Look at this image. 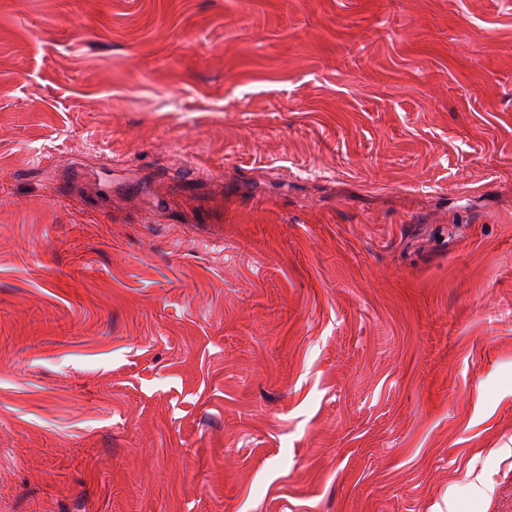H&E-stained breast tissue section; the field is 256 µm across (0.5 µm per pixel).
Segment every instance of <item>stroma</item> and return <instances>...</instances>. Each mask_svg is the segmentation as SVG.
<instances>
[{"label":"stroma","instance_id":"stroma-1","mask_svg":"<svg viewBox=\"0 0 512 512\" xmlns=\"http://www.w3.org/2000/svg\"><path fill=\"white\" fill-rule=\"evenodd\" d=\"M0 512H512V0H0Z\"/></svg>","mask_w":512,"mask_h":512}]
</instances>
